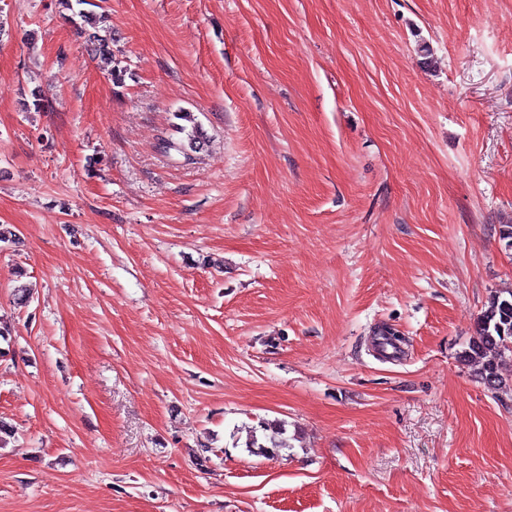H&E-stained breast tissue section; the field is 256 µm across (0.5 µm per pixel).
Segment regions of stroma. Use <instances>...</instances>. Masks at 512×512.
<instances>
[{"mask_svg":"<svg viewBox=\"0 0 512 512\" xmlns=\"http://www.w3.org/2000/svg\"><path fill=\"white\" fill-rule=\"evenodd\" d=\"M96 2L0 0V512H512V0ZM73 15L80 19L84 27L89 25L92 28V31L85 28L89 50L92 54L104 58L112 57V39L100 34L91 11L80 9L78 12H74ZM174 117L178 120H183L192 124L191 130L187 131V127L181 124H175L177 133H184V139H174L173 137H161L159 140V148L162 153L168 156L177 154L182 156L184 160H191V155L188 151L196 152L204 147L207 137L202 131V128L194 122V118L189 112L175 113ZM461 361L474 365L490 390L505 388L501 375L505 362L512 361V289L495 295L477 321V336L462 352Z\"/></svg>","mask_w":512,"mask_h":512,"instance_id":"1","label":"stroma"}]
</instances>
